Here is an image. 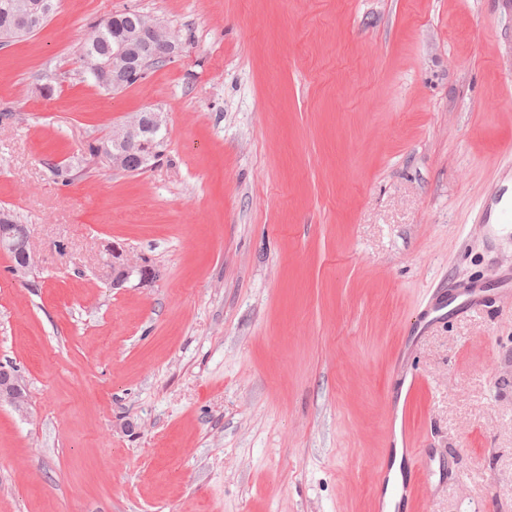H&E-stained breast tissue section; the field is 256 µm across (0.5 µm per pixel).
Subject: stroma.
Segmentation results:
<instances>
[{"label":"stroma","mask_w":512,"mask_h":512,"mask_svg":"<svg viewBox=\"0 0 512 512\" xmlns=\"http://www.w3.org/2000/svg\"><path fill=\"white\" fill-rule=\"evenodd\" d=\"M182 48L116 93L90 28ZM0 512H512V229L477 221L512 145L499 0H57L0 46ZM144 109L140 174L89 144ZM72 169L69 185L54 166ZM150 265L112 285L111 247ZM478 280L491 303L442 316ZM123 12L109 17L106 21L96 25L83 47V57L88 66L96 61L112 59V68H107L97 63L96 72L106 73L103 83L99 82L97 76L91 75L94 84L103 91L114 92L112 89V75L114 70L132 71L137 68L144 69L151 63L149 54L160 52L159 59H168L178 49V38L173 35L168 27L143 13H136L138 27L132 28L130 32L124 29L120 31L121 38H117L116 46L112 49V40L115 39L118 27L124 28L131 24L134 13ZM113 28V29H112ZM14 221L8 213H0V251L8 252L18 248L20 257L18 263L13 266L12 275L17 280H21L31 269L34 254L30 247L25 225L10 224ZM25 400L24 390L15 370L0 365V403L5 401L15 408H21Z\"/></svg>","instance_id":"stroma-1"}]
</instances>
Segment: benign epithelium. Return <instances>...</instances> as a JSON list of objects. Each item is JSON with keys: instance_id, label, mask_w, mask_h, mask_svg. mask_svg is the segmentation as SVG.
<instances>
[{"instance_id": "7a95c632", "label": "benign epithelium", "mask_w": 512, "mask_h": 512, "mask_svg": "<svg viewBox=\"0 0 512 512\" xmlns=\"http://www.w3.org/2000/svg\"><path fill=\"white\" fill-rule=\"evenodd\" d=\"M46 0H30L27 9L16 15L13 30L26 32L37 26L49 13ZM138 26L131 31H120L112 49V69L132 71L145 68L151 63L150 54L160 53V59H168L178 49V38L160 21L143 13L137 14ZM162 119L158 112L148 110L136 112L128 120L112 127V151L107 160L112 167L125 169L128 156L149 145V135L161 129ZM20 251L18 263L13 266L12 275L20 280L26 276L34 262L29 237L23 224L0 225V251ZM137 274L140 283L153 281L155 273L139 263L130 261L123 251L112 250V287L121 288L129 278ZM7 402L16 408L25 404V395L19 376L14 369L0 365V403Z\"/></svg>"}]
</instances>
